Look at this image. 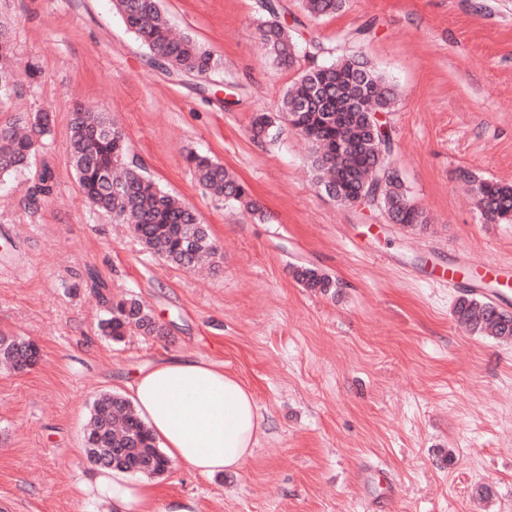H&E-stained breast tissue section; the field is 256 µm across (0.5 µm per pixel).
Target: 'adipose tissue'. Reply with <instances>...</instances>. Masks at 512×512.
I'll return each instance as SVG.
<instances>
[{"label":"adipose tissue","mask_w":512,"mask_h":512,"mask_svg":"<svg viewBox=\"0 0 512 512\" xmlns=\"http://www.w3.org/2000/svg\"><path fill=\"white\" fill-rule=\"evenodd\" d=\"M128 397L174 464L214 477L238 473L262 432L253 392L211 361L172 355L139 370ZM94 512H196L190 499L160 503L152 482L94 468L76 485Z\"/></svg>","instance_id":"obj_1"}]
</instances>
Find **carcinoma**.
<instances>
[{"mask_svg":"<svg viewBox=\"0 0 512 512\" xmlns=\"http://www.w3.org/2000/svg\"><path fill=\"white\" fill-rule=\"evenodd\" d=\"M127 29L142 41L150 61L168 72L207 78L219 65L217 59L188 35L172 34L160 0H112ZM345 0H302V8L314 18L334 16ZM256 29L270 58L291 67L298 58V45L281 22V0H261ZM14 79L13 31L0 22V103L16 92ZM397 92L368 61L350 57L329 64L313 65L298 73L284 92L275 112L256 114L251 121L254 137L277 140L282 124L296 130L306 123L303 103L315 116L303 138L312 147L311 165L322 187L336 183V165L344 166L342 188L335 199L354 205L359 191L372 199L368 208L385 213L395 224L417 226L425 223L422 210L408 196L399 176L385 178L392 169L395 140L393 130L384 139L372 141L369 111L390 112ZM50 128L47 112L19 113L0 122V182L31 166L39 137ZM69 157L73 175L87 201L99 212L132 233L155 255L186 269L211 261L217 248L200 224L196 211L158 186L143 167L128 161V145L122 129L105 112L75 109L69 121ZM347 139L346 158L330 155V141ZM198 182L231 204L263 217L260 203L248 187L231 176L224 165L207 156H188ZM464 178L474 182L477 204L490 221L512 220V184L480 179L470 172ZM54 187V173L47 165L32 181L29 200L48 198ZM195 240L186 249L182 241ZM294 279L303 287L326 294L335 287L333 279L308 266L292 268ZM95 295L105 306L99 328L115 342L132 333L160 336L155 318L136 298L113 302L101 290ZM456 320L474 334L512 339V314L490 302L473 297L458 298ZM33 341L23 336H0V364L20 371L30 359ZM87 460L93 465L126 471L142 464V475L162 476L171 462L158 448L148 427L131 402L118 394L104 393L92 404L85 436Z\"/></svg>","mask_w":512,"mask_h":512,"instance_id":"carcinoma-1","label":"carcinoma"}]
</instances>
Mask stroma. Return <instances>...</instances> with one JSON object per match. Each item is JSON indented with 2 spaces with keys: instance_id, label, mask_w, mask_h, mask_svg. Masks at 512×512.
<instances>
[{
  "instance_id": "obj_1",
  "label": "stroma",
  "mask_w": 512,
  "mask_h": 512,
  "mask_svg": "<svg viewBox=\"0 0 512 512\" xmlns=\"http://www.w3.org/2000/svg\"><path fill=\"white\" fill-rule=\"evenodd\" d=\"M282 3L297 43L324 44L319 62L363 58L396 86L395 166L424 224L328 196L290 128L253 139V115L310 64L266 54L260 0H161L173 29L220 61L206 79L151 65L112 0H0L20 84L0 119L52 115L31 169L0 184V335L41 349L27 371L0 368V512H90L75 484L92 399L127 394L138 368L178 354L237 375L264 432L238 474L176 466L156 480L162 499L197 512H512V341L453 314L476 288L512 313V295L475 267L512 271V220L488 221L463 177L512 184V0H347L319 20ZM368 24L372 41L340 40ZM79 106L114 116L131 157L196 210L218 249L206 276L88 205L68 155ZM191 153L223 164L263 216L204 190ZM45 164L55 192L30 203ZM295 265L335 288H303ZM448 265L462 269L457 285L436 281ZM97 282L143 301L162 335L103 336Z\"/></svg>"
}]
</instances>
